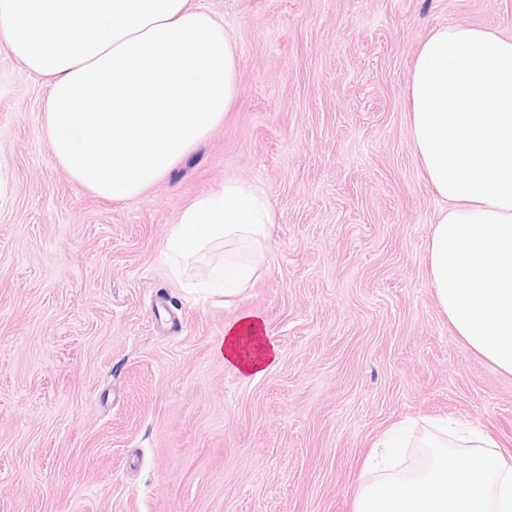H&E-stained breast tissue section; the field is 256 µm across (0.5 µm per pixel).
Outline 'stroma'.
<instances>
[{
	"mask_svg": "<svg viewBox=\"0 0 512 512\" xmlns=\"http://www.w3.org/2000/svg\"><path fill=\"white\" fill-rule=\"evenodd\" d=\"M239 51L224 122L126 201L77 185L43 78L0 48V512H354L391 425L450 417L512 454V376L467 348L427 262L439 208L406 84L434 28L512 36V0H203ZM277 211L233 302L188 293L168 228L225 180ZM261 316L243 378L224 328ZM222 351L224 362L246 378L264 373L277 354L266 336L264 321L252 312L224 328Z\"/></svg>",
	"mask_w": 512,
	"mask_h": 512,
	"instance_id": "1",
	"label": "stroma"
}]
</instances>
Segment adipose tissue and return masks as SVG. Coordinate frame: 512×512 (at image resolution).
Listing matches in <instances>:
<instances>
[{
  "mask_svg": "<svg viewBox=\"0 0 512 512\" xmlns=\"http://www.w3.org/2000/svg\"><path fill=\"white\" fill-rule=\"evenodd\" d=\"M0 46L48 82L59 165L114 201L169 175L239 89L232 35L192 0H0ZM406 92L411 148L442 203L427 246L436 301L468 348L512 375V38L435 29ZM276 220L262 186L227 180L171 224L166 263L188 288L233 299L253 281ZM222 351L246 378L277 354L252 312L225 327Z\"/></svg>",
  "mask_w": 512,
  "mask_h": 512,
  "instance_id": "obj_1",
  "label": "adipose tissue"
}]
</instances>
